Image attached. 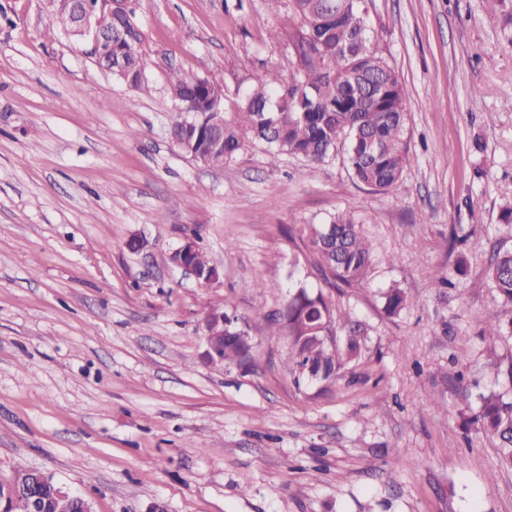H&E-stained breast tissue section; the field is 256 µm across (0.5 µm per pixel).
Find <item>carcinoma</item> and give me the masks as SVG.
<instances>
[{
  "mask_svg": "<svg viewBox=\"0 0 512 512\" xmlns=\"http://www.w3.org/2000/svg\"><path fill=\"white\" fill-rule=\"evenodd\" d=\"M287 2L288 44L295 71L286 80L270 71L264 81L243 94L236 110H223L221 84L208 77L170 71L168 94L174 105L189 112L211 113L198 127L175 121V136L202 154L213 167L231 162L247 142L266 146L270 162L288 153L320 164L336 148L347 145V164L354 181L373 193H389L402 180L409 158L403 137L407 110L402 84L394 66L375 46L364 25L362 0H267L273 8ZM132 0H113L112 12L99 16L100 27L122 31L113 47L112 77L127 87L148 90L143 31L135 20ZM51 28L72 27L67 0H54ZM301 239L326 287L342 288L368 274L374 255L362 228L343 215L326 224H303ZM199 276L209 278L215 265L198 249L188 254ZM497 291L512 300V249L498 248L489 267ZM384 308L399 314L408 304L405 292L389 287ZM291 360L311 379L327 381L359 358L364 331L350 315L335 318L323 292L310 294L297 286L285 313ZM347 329L343 341H322ZM224 359L241 364L250 358V336L237 318L224 314ZM500 439V463L512 468V401L501 393L482 397L470 419ZM49 500L46 512H78L77 502L57 498L52 488L36 489L22 481L20 491L0 504L5 512H31L34 495Z\"/></svg>",
  "mask_w": 512,
  "mask_h": 512,
  "instance_id": "carcinoma-1",
  "label": "carcinoma"
}]
</instances>
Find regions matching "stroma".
I'll use <instances>...</instances> for the list:
<instances>
[{
	"label": "stroma",
	"instance_id": "1",
	"mask_svg": "<svg viewBox=\"0 0 512 512\" xmlns=\"http://www.w3.org/2000/svg\"><path fill=\"white\" fill-rule=\"evenodd\" d=\"M363 8L408 110L410 165L388 194L352 179L342 145L316 165L249 143L220 169L174 145L170 70L217 80L229 112L290 73L266 0H136L146 94L49 32L47 0H0V480L43 471L93 512H512L498 438L461 426L512 366V301L488 276L512 246V28L485 0ZM341 213L375 255L331 294L365 344L316 382L269 319L290 286L323 285L298 225ZM456 227L481 232L461 276ZM188 236L218 283L170 264ZM392 285L409 298L393 316ZM217 300L248 364L206 357ZM490 325L506 330L493 344Z\"/></svg>",
	"mask_w": 512,
	"mask_h": 512
}]
</instances>
